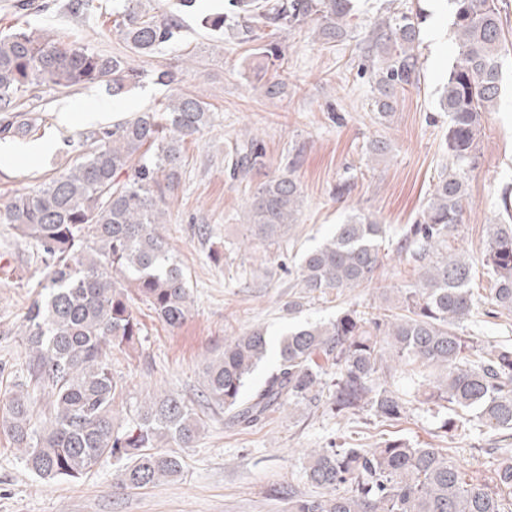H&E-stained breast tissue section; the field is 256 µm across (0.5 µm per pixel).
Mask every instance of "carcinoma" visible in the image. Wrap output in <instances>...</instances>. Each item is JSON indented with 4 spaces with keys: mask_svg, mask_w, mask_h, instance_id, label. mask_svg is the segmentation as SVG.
Returning a JSON list of instances; mask_svg holds the SVG:
<instances>
[{
    "mask_svg": "<svg viewBox=\"0 0 512 512\" xmlns=\"http://www.w3.org/2000/svg\"><path fill=\"white\" fill-rule=\"evenodd\" d=\"M121 2L112 8V30L125 44L124 53L96 51L69 32L15 27L0 33L1 140L34 132L15 107L33 89L103 85L114 97L127 93L141 77L136 59L178 41L182 14L197 0H176L160 14L144 0ZM451 2L458 51L440 100L448 113V164L422 219L396 248L423 262V272L400 292L395 313L370 317L348 308L326 323L289 331L279 341L275 367L258 385L249 377L269 354L266 331L257 327L224 339V353L203 369V385L207 400L224 410L227 427L248 429L286 406L322 400L340 416L368 407L382 420L397 422L406 402L380 377L399 371L417 385L422 404L452 412L443 429H458V412L474 410L484 426L512 430V347L487 349L464 334V322L482 304L491 306L490 315L512 314V189L500 198L509 222L488 227L481 258L491 281L485 300L473 292L474 263L448 253V237L463 223L482 115L500 101L502 8L498 0ZM353 13L354 0H227L224 12L204 16L201 24L226 28L249 44L262 38L263 28L274 35L314 23L323 41L335 43L347 35ZM420 24V14L402 12L375 24L368 39L366 70L382 118L393 113L397 91L418 81ZM254 55L261 92L270 99L284 95L281 45L269 41ZM211 125V104L179 89L158 107L82 133L80 162L0 204V224L34 246L44 273L38 298L24 315L27 375L0 404V433L43 479L78 478L110 456L123 462L116 488H147L182 470L180 456L155 451L159 443L189 448L199 437L201 417L173 393L149 397L124 425L115 426L125 385L112 372V355L140 343L137 303L149 306L172 331L190 315L188 278L163 225L182 179L185 144ZM225 163L234 178L263 167L260 140L244 130ZM301 201L295 177L266 176L247 201L246 239L279 243L298 223ZM386 235V225L353 212L321 246L301 255L297 286L309 296L369 286L382 263ZM35 392L50 397L40 427ZM304 470L326 495L271 488L269 495L286 503V512H505L506 497H512V459L499 464L491 483H482L448 449L403 439L370 448L312 449Z\"/></svg>",
    "mask_w": 512,
    "mask_h": 512,
    "instance_id": "carcinoma-1",
    "label": "carcinoma"
}]
</instances>
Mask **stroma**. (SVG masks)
<instances>
[{"label":"stroma","mask_w":512,"mask_h":512,"mask_svg":"<svg viewBox=\"0 0 512 512\" xmlns=\"http://www.w3.org/2000/svg\"><path fill=\"white\" fill-rule=\"evenodd\" d=\"M66 0H0V30L28 26L44 32L75 31L83 44L119 53L124 44L102 11L74 17ZM413 10L423 17L416 49L420 74L416 85L398 93L389 121L373 106V84L363 70V49L378 19ZM182 38L162 47L139 68H172L183 90L203 93L212 105L213 123L185 146L183 176L170 201L166 232L189 278L191 315L176 331L152 317L146 305L137 310L144 331L129 353L116 355L113 370L126 391L116 415L130 417L149 394L168 392L191 401L205 426L189 448L179 453L183 472L145 490H118L119 467L102 458L77 480H47L24 465L19 452L0 434V512H284L283 502L269 499L274 486L292 485L309 497L323 496L310 484L303 455L332 444L367 448L388 438L413 445L448 449L453 458L481 478L490 477L503 457H512V436L471 423L444 431L441 414L413 398L402 375L387 384L409 398L405 417L395 424L362 411L334 415L326 405L295 406L269 415L242 431L224 426V414L202 399L203 368L224 351V340L254 327L266 328L271 344L288 330L327 322L343 309L379 312L399 288L414 282L421 265L411 257L388 258L365 288L336 296L300 298L296 270L300 255L320 245L353 210L375 216L400 238L419 218L446 164L448 115L439 107V89L456 54L450 0H358L347 19L344 40L326 44L314 26L280 34L285 63L280 70L287 92L269 99L248 82L251 46L230 32L204 28L198 13L184 15ZM501 104L484 113L480 159L471 174L464 222L448 241L449 251L478 259L489 225L502 219L500 193L512 187V52L504 58ZM169 87L144 79L122 98L112 99L100 86L25 93L21 111L38 118L39 130L26 138L0 141V202L14 191L31 189L77 161L80 133L93 127L87 112L111 105L109 123L156 105ZM69 124L58 122L59 112ZM250 129L263 148L265 170L290 173L302 187L300 222L280 244H244L246 201L250 183L231 179L224 155L238 133ZM380 138L390 144L381 159L369 158L366 146ZM350 182L349 194L336 186ZM224 259L213 263L210 253ZM0 261L13 275L0 274V400L23 377L28 359L23 316L35 297L29 281L42 266L32 246L10 225L0 224ZM300 298L292 312L288 302Z\"/></svg>","instance_id":"1"}]
</instances>
